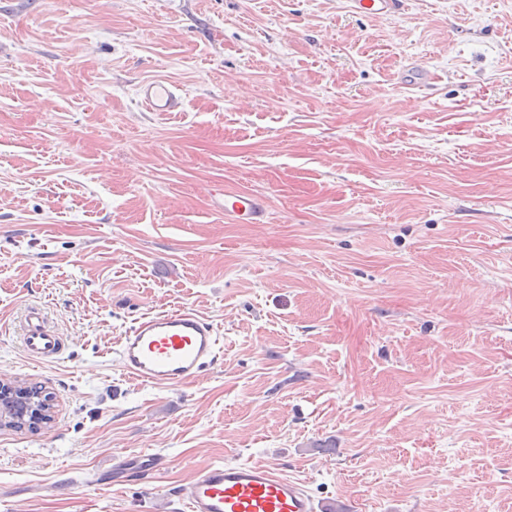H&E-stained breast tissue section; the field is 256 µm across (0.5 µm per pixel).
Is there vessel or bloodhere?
<instances>
[{
    "label": "vessel or blood",
    "mask_w": 512,
    "mask_h": 512,
    "mask_svg": "<svg viewBox=\"0 0 512 512\" xmlns=\"http://www.w3.org/2000/svg\"><path fill=\"white\" fill-rule=\"evenodd\" d=\"M354 11L386 18L400 8L401 0H351ZM141 106L151 112H173L180 104L177 88L165 80L141 84ZM219 207L237 224L265 223L268 211L256 193L224 192ZM23 347L36 361L59 359L63 346L50 333L38 312L26 318ZM221 352L213 324L195 310L146 315L122 336L117 355L126 373L136 381L158 388H173L197 379L213 366ZM168 467L159 454H140L120 461L116 474L128 481L162 478ZM176 497L185 512H324L298 480L281 474L266 462L225 461L199 469L178 486Z\"/></svg>",
    "instance_id": "b4317fda"
}]
</instances>
